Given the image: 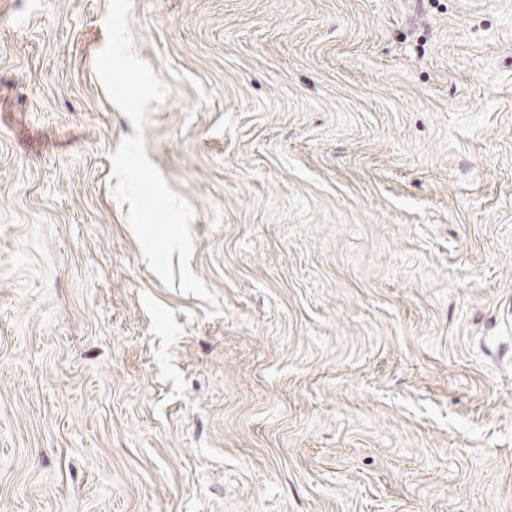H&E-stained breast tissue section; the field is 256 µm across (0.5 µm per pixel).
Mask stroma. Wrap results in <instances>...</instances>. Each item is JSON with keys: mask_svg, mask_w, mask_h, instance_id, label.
Wrapping results in <instances>:
<instances>
[{"mask_svg": "<svg viewBox=\"0 0 512 512\" xmlns=\"http://www.w3.org/2000/svg\"><path fill=\"white\" fill-rule=\"evenodd\" d=\"M109 0H0V512H512V0H134L195 210L113 188Z\"/></svg>", "mask_w": 512, "mask_h": 512, "instance_id": "stroma-1", "label": "stroma"}]
</instances>
